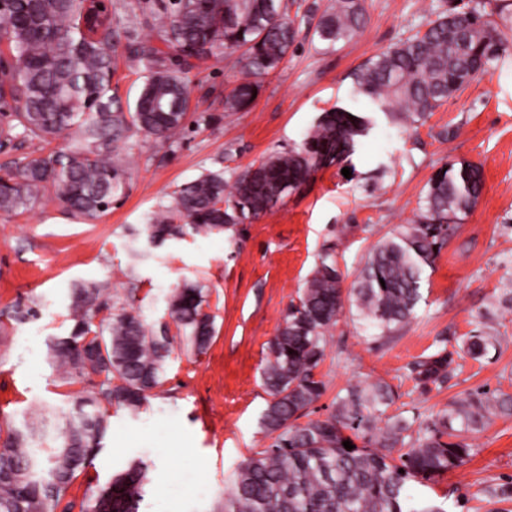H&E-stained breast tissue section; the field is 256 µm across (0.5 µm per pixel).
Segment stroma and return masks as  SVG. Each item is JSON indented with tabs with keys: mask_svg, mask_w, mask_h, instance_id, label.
I'll return each instance as SVG.
<instances>
[{
	"mask_svg": "<svg viewBox=\"0 0 512 512\" xmlns=\"http://www.w3.org/2000/svg\"><path fill=\"white\" fill-rule=\"evenodd\" d=\"M328 0H288L296 37L280 68L260 80L249 111L228 112L224 94L239 78L235 57L213 58L184 78L191 109L166 142L134 137L122 152L127 187L94 222L63 212L45 196L18 213L0 211V313L35 300L37 318L0 326V424L31 422L54 430L52 409L67 408L68 386L46 361V343L68 335L70 290L107 285L152 326L171 324L168 299L186 282L205 287L215 335L199 356L174 349L166 381L138 415L121 410L87 476L107 482L135 458L149 465L139 512H214L245 458L272 439L260 418L267 394L261 369L267 344L324 248L334 250L343 287H351L368 252L391 229L413 219L432 174L449 161L482 164L485 186L425 273L424 299L391 343L381 344L355 313L343 311L318 375L326 384L313 415L326 417L337 394L354 383L384 382L406 416L432 413L479 391L512 394V309L492 321L481 314L512 289V47L492 74L473 81L423 125L388 124L376 115L343 163L314 172L298 192L241 230L185 235L160 245L144 232L174 191L214 172L234 181L269 156L297 147L323 110L350 106L355 69L453 5L469 0H365L366 21L352 39L319 40ZM351 177H344L343 168ZM493 326L499 351L458 357L463 336ZM454 352L447 377L417 387L411 365L440 347ZM479 452L459 470L416 492L446 512H487L486 486L512 480V416L472 434Z\"/></svg>",
	"mask_w": 512,
	"mask_h": 512,
	"instance_id": "obj_1",
	"label": "stroma"
}]
</instances>
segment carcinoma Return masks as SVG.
Returning a JSON list of instances; mask_svg holds the SVG:
<instances>
[{
	"label": "carcinoma",
	"instance_id": "cac0c4a2",
	"mask_svg": "<svg viewBox=\"0 0 512 512\" xmlns=\"http://www.w3.org/2000/svg\"><path fill=\"white\" fill-rule=\"evenodd\" d=\"M85 11L86 0H5L0 7L9 49L0 58V106L11 109L0 124V139L67 137L65 150L25 156L0 174V211L26 210L52 189L63 211L86 221L100 218L123 194L119 150L130 134L167 141L182 127L190 109L183 77L190 60L242 51L244 78L225 93L224 111L244 112L259 91L258 79L280 67L295 39L282 0H169L153 16L160 47L110 22L86 32ZM364 22V0H330L316 34L335 45L354 37ZM123 36L131 65L143 74L137 98L126 104L112 89V53ZM507 44L479 3L438 14L355 70V106L323 112L300 145L243 171L229 191L222 174L200 175L150 220L147 238L161 244L188 232L220 234L247 217L259 219L317 169L346 158L373 113L397 124L424 122L461 88L490 73ZM483 189L482 165H442L429 179L415 219L377 242L347 290L338 287L333 253L319 256L268 342L261 425L272 443L240 463L216 512H446L414 496L410 482L432 481L469 462L478 452L469 435L498 414H512V394H470L420 423L387 414L394 394L384 382L348 386L324 419L310 418V408L326 390L317 369L344 307L356 310L365 328L376 331L375 339L397 337L423 300L426 269ZM105 295L103 285L71 289V335L47 342V361L60 383L83 385L70 395L57 434L50 438L28 423L0 426V512L139 510L148 474L141 459L78 502L68 492L102 448L111 409L139 413L165 382L173 344L203 353L214 321L205 311L204 289L195 284H184L169 298L176 336L149 327L138 312L110 304ZM87 338L89 350L79 349ZM500 342L489 326L465 337L460 351L481 360ZM452 362L444 348L416 362V384L438 383ZM302 417L307 421L299 422ZM345 441L355 448L345 449ZM484 494L495 504L488 512H512L501 507L512 503V482L489 485Z\"/></svg>",
	"mask_w": 512,
	"mask_h": 512
}]
</instances>
